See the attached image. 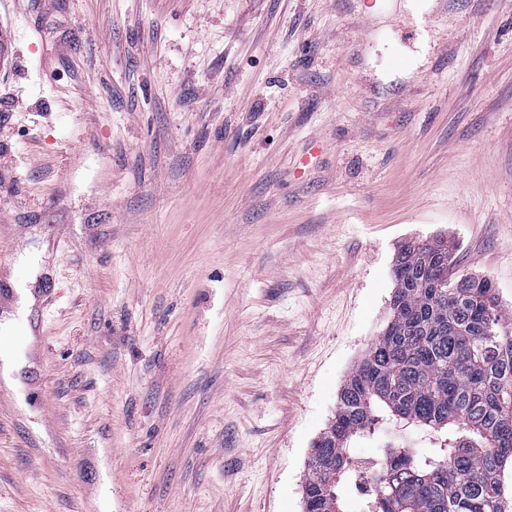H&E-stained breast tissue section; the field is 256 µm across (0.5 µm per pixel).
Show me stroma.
I'll use <instances>...</instances> for the list:
<instances>
[{
    "label": "stroma",
    "instance_id": "1",
    "mask_svg": "<svg viewBox=\"0 0 512 512\" xmlns=\"http://www.w3.org/2000/svg\"><path fill=\"white\" fill-rule=\"evenodd\" d=\"M407 3L0 0V512H302L408 239L512 336V0ZM16 264L31 270V276L27 281L16 283L12 280V286L16 292L17 312L25 318L31 313V308L34 304L33 288L36 283L37 269L34 266L35 260L33 255L28 251L17 256ZM0 361L2 363L0 374L4 384L11 389H18L20 382L15 378V373L22 366L21 359L12 349L5 348L2 353L0 350Z\"/></svg>",
    "mask_w": 512,
    "mask_h": 512
}]
</instances>
